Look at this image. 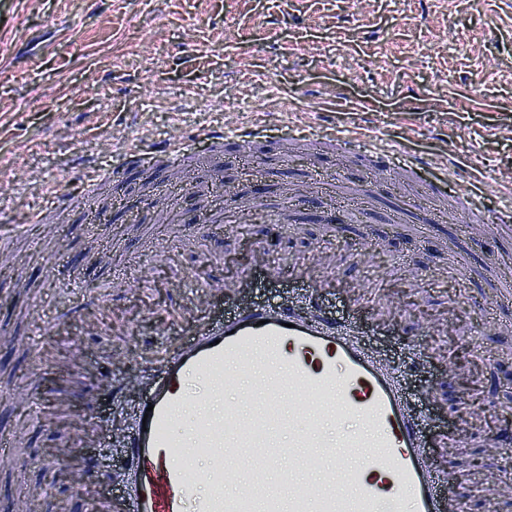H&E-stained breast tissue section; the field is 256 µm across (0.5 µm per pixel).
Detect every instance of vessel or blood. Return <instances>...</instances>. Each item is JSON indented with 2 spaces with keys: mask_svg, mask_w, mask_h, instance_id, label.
<instances>
[{
  "mask_svg": "<svg viewBox=\"0 0 512 512\" xmlns=\"http://www.w3.org/2000/svg\"><path fill=\"white\" fill-rule=\"evenodd\" d=\"M204 137L218 149L231 142L244 150L252 144L254 133L248 129L231 133L209 130ZM162 156L182 164L180 143L162 148L140 146L132 152L134 164L143 168ZM455 194L462 221L474 222L479 215L476 191L460 187ZM154 362V384L148 398L153 409L146 424L117 441L132 463L127 479L130 512H185L199 481L215 488L200 502L199 512H239V501L245 497L261 502L265 512H279V501L268 483L269 472L276 470L285 456L291 457L297 468H304L303 449L319 447L320 442L314 433L304 431L296 433L288 453L275 449V434L285 425L276 384L257 380L251 390L257 402L254 414L232 410L220 418L199 414L195 443L213 460L209 472L190 473L176 459L170 442V429L189 404L188 375L202 376L207 390L217 396L225 387L235 385L243 373L269 364L287 375L289 388L300 397L287 408L289 414L307 410L310 396L321 410L337 406L350 410L360 417L365 432L348 438L343 454L360 448L373 451L357 494H346L340 486L301 480L293 487L288 512H465L464 497L452 487L450 478L432 473L419 419L407 409L396 377L331 317L318 314L308 318L267 304L226 317L178 350H157ZM228 447L237 448L247 459L261 452V466L225 467L224 450Z\"/></svg>",
  "mask_w": 512,
  "mask_h": 512,
  "instance_id": "obj_1",
  "label": "vessel or blood"
}]
</instances>
